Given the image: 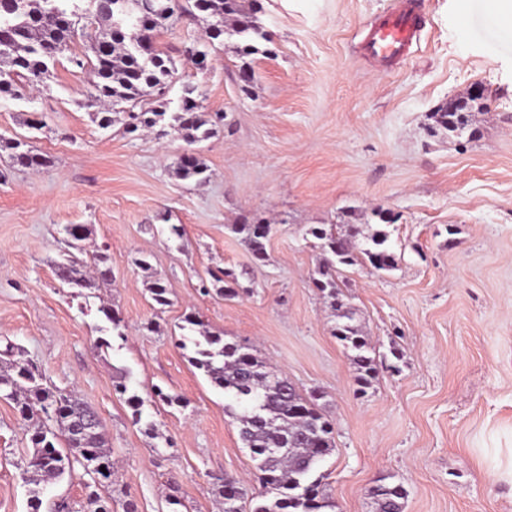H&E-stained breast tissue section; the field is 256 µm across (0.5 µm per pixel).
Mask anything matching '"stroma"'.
<instances>
[{
	"mask_svg": "<svg viewBox=\"0 0 512 512\" xmlns=\"http://www.w3.org/2000/svg\"><path fill=\"white\" fill-rule=\"evenodd\" d=\"M401 0H257L269 40L239 78L233 41L206 68L187 51L205 39L202 13L156 32L173 58L178 103L191 84L217 134L187 147L172 129H102L85 105L89 78L60 58L46 85L0 98V135L25 136L51 166L12 167L0 155V350L13 343L47 385L95 409L112 447V512H219L224 478L260 498L235 403L194 368L179 326L196 312L225 341L257 348L301 393L317 390L334 423L335 449L319 464L332 512H375L380 477L402 485L404 512H512V25L486 0H413L421 37L408 56L362 55L371 24ZM482 87L474 139L434 129L432 112ZM45 126L35 130L27 122ZM193 149L205 181L180 179ZM390 212L404 257L391 271L346 268L356 321L379 355L372 388L332 334L336 318L312 284L313 225L365 224ZM271 224L257 260L233 224ZM85 224L86 252L108 246L112 283L76 289L54 275L64 229ZM179 225L182 236L170 234ZM164 279L159 307L139 260ZM233 270V298L204 293L208 271ZM126 325L114 337L101 306ZM403 353L394 361L390 347ZM153 386L180 404L149 407L155 434L135 423L123 396ZM28 427L0 400V512H28L23 469Z\"/></svg>",
	"mask_w": 512,
	"mask_h": 512,
	"instance_id": "1",
	"label": "stroma"
}]
</instances>
